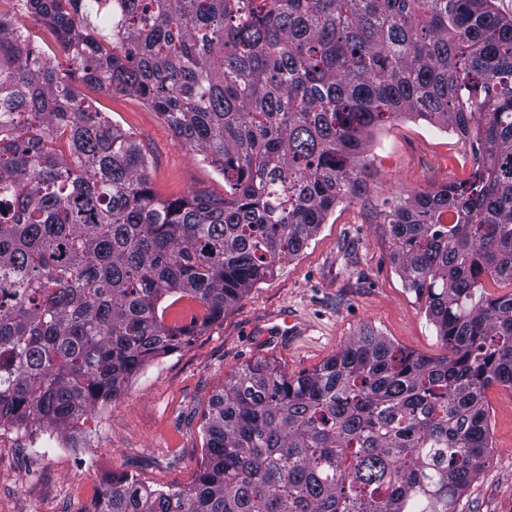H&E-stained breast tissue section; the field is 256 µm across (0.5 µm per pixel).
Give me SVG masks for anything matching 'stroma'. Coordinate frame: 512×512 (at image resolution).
<instances>
[{"label": "stroma", "mask_w": 512, "mask_h": 512, "mask_svg": "<svg viewBox=\"0 0 512 512\" xmlns=\"http://www.w3.org/2000/svg\"><path fill=\"white\" fill-rule=\"evenodd\" d=\"M75 88L145 151L157 198L224 194V179L181 146L166 119L133 95L75 78ZM361 190L340 202L318 234L223 319L151 361L116 400L74 435L0 430V512H91L103 476L126 472L157 488L192 484L204 457L203 414L225 377L258 358L289 375L335 356L364 327L428 357L446 347L390 260L380 212L390 201L466 179L468 142L401 116L377 126ZM492 446L458 512H512V390L488 389Z\"/></svg>", "instance_id": "stroma-1"}]
</instances>
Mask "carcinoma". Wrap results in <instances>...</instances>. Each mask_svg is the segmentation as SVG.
I'll list each match as a JSON object with an SVG mask.
<instances>
[{
	"label": "carcinoma",
	"mask_w": 512,
	"mask_h": 512,
	"mask_svg": "<svg viewBox=\"0 0 512 512\" xmlns=\"http://www.w3.org/2000/svg\"><path fill=\"white\" fill-rule=\"evenodd\" d=\"M101 88L224 177L159 200L140 147L0 16V428L62 430L224 318L354 194L372 130L470 144L468 178L383 210L447 353L370 328L312 371H232L192 486L112 473L92 512H457L512 390V15L496 0H16ZM67 138L68 154L56 149ZM171 296L203 315L166 319Z\"/></svg>",
	"instance_id": "cac0c4a2"
}]
</instances>
